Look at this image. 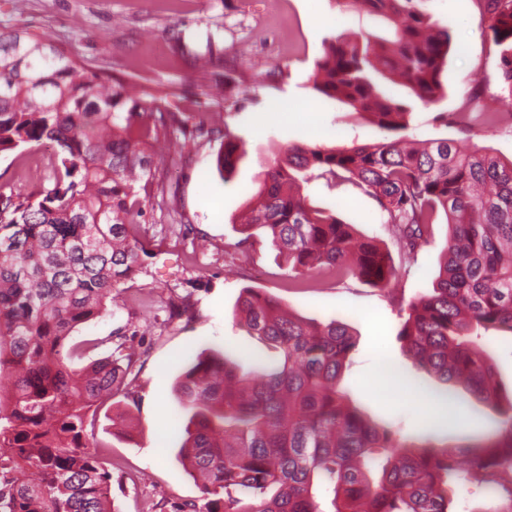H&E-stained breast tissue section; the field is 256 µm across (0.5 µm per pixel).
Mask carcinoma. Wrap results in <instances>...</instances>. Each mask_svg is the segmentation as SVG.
<instances>
[{"label":"carcinoma","instance_id":"carcinoma-1","mask_svg":"<svg viewBox=\"0 0 512 512\" xmlns=\"http://www.w3.org/2000/svg\"><path fill=\"white\" fill-rule=\"evenodd\" d=\"M427 0H349L381 17L391 36L325 41L316 90L395 134L349 148L293 145L263 167L240 233H262L286 254L288 277L352 275L378 288L398 277L374 237L313 207L304 185L352 184L377 200L382 223L412 251L440 214L450 234L432 292L408 304L398 336L412 358L442 383L461 382L478 399L498 396L489 344L480 331L512 332V161L462 152L448 140L419 142L411 112L374 78L395 75L424 103L443 96L450 49ZM489 29L502 46L512 89V0H485ZM191 65L220 67L221 49L173 29ZM177 131L184 140L217 133L173 112L166 100L109 88L48 41L22 29L0 31V153L54 148L35 191L0 192V512H112V473L89 446L97 403L119 389L136 351L76 370L79 349H65L75 328L116 302L141 269L145 243L131 235L143 210L128 177L153 178L150 140ZM240 143L224 129L217 168L231 174ZM277 361L243 360L205 348L175 381L189 414L178 459L202 478L201 502L184 512H324L314 491L333 494L331 512H450L448 476L455 448L417 454L396 431L366 422L339 379L354 347L349 328L331 318L306 321L275 297L245 288L235 310ZM469 475L512 512V415L484 442L467 446Z\"/></svg>","mask_w":512,"mask_h":512}]
</instances>
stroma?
<instances>
[{"instance_id":"35a3bbf8","label":"stroma","mask_w":512,"mask_h":512,"mask_svg":"<svg viewBox=\"0 0 512 512\" xmlns=\"http://www.w3.org/2000/svg\"><path fill=\"white\" fill-rule=\"evenodd\" d=\"M429 13L447 29L451 49L441 81L444 96L421 103L402 80L388 86L412 108L410 124L421 140L448 139L502 161L512 160V89L499 67L500 48L491 39L482 0H429ZM180 27L198 42L214 38L224 63L201 72L174 50L169 31ZM21 27L50 40L87 71L112 76L136 90L168 96L172 111L228 125L242 154L230 179L216 166L219 141L199 138L155 145V179L147 186L140 236L147 244L142 268L95 321L79 326L82 339L111 338L136 350L121 390L100 404L95 444L112 461V512H179L201 497L200 484L178 461L176 438L187 422L172 392L175 379L201 349L248 356L259 346L234 316L244 288L278 297L296 315L348 325L355 346L341 385L372 423L399 424L415 445L442 448L473 445L494 428L497 410L474 402L463 430L433 425L424 410L395 385L405 375L428 388L437 380L417 364L398 340L409 301L430 292L443 261L448 234L438 222L414 252L401 249L383 224L377 201L346 184L311 183L312 204L353 224L362 237L381 241L399 275L380 289L348 276L323 281L316 274L289 280L285 257L261 237L242 241L238 228L258 190L257 175L291 145H308L309 117H317L331 147L368 144L385 132L315 88V63L324 41L383 34L374 16L344 0H0V29ZM225 83L214 99L201 89ZM448 113L449 122L438 120ZM46 148L25 156L0 154V190L28 193L38 188L48 166ZM187 311L167 322L168 298ZM499 382V408L512 406V332L490 338ZM379 379L371 389V379ZM124 414L128 430L112 429Z\"/></svg>"}]
</instances>
